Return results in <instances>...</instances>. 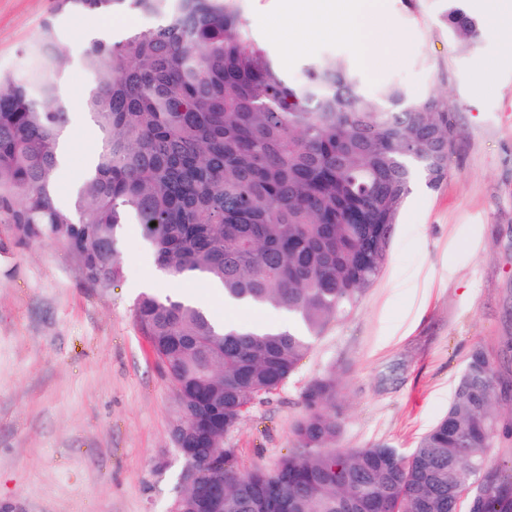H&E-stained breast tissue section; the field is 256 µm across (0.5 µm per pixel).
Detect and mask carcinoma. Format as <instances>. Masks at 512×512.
Wrapping results in <instances>:
<instances>
[{
	"instance_id": "obj_1",
	"label": "carcinoma",
	"mask_w": 512,
	"mask_h": 512,
	"mask_svg": "<svg viewBox=\"0 0 512 512\" xmlns=\"http://www.w3.org/2000/svg\"><path fill=\"white\" fill-rule=\"evenodd\" d=\"M240 0H57V11L130 7L158 24L92 39L94 84L81 104L100 141L71 198L58 187L57 137L70 112L54 75L64 59L53 21L28 50V74L0 81V223L20 241L51 239L85 282L123 274L121 231L141 227L170 279L219 284L228 303L284 311L288 328L226 324L171 296L139 295L177 404L176 448L195 489L171 512H512V473L489 467L500 424L496 375L474 350L445 416L405 456L377 444L338 448L333 373L302 393L305 414L275 467L238 468L224 447L253 405L296 371L327 326L356 308L383 272L394 224L417 178L448 174L455 127L445 95L374 96L334 57L288 81L247 28ZM448 33L474 47L481 20L448 0Z\"/></svg>"
}]
</instances>
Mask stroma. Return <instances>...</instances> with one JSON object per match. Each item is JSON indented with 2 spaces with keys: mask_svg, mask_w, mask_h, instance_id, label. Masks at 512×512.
<instances>
[{
  "mask_svg": "<svg viewBox=\"0 0 512 512\" xmlns=\"http://www.w3.org/2000/svg\"><path fill=\"white\" fill-rule=\"evenodd\" d=\"M274 2L242 0V9L288 79L332 56L358 71L369 95L388 84L413 98L445 91L456 136L447 177L415 184L385 269L359 306L328 326L225 442L241 470L273 467L291 446L305 387L332 371L342 388L341 448L385 444L407 455L447 412L474 349L512 386V32L485 24L478 47L465 49L443 23L447 0H380L389 27L371 48L318 35L291 47L256 23ZM51 18L67 46L57 74L71 111L67 187L95 144L79 107L92 85L83 49L145 20L0 0V76L22 74L24 50ZM122 255V278L102 292L61 245L19 241L0 223V512H169L180 493L174 395L135 323L139 284L195 293L227 323L266 320L265 310L227 305L203 283L154 280L138 225H127Z\"/></svg>",
  "mask_w": 512,
  "mask_h": 512,
  "instance_id": "stroma-1",
  "label": "stroma"
}]
</instances>
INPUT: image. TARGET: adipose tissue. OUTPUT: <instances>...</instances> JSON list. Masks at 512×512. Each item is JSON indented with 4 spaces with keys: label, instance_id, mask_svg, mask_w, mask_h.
Here are the masks:
<instances>
[{
    "label": "adipose tissue",
    "instance_id": "obj_1",
    "mask_svg": "<svg viewBox=\"0 0 512 512\" xmlns=\"http://www.w3.org/2000/svg\"><path fill=\"white\" fill-rule=\"evenodd\" d=\"M258 21L291 44L313 34L338 39L366 31L380 34L388 27L374 0H279L278 10Z\"/></svg>",
    "mask_w": 512,
    "mask_h": 512
}]
</instances>
